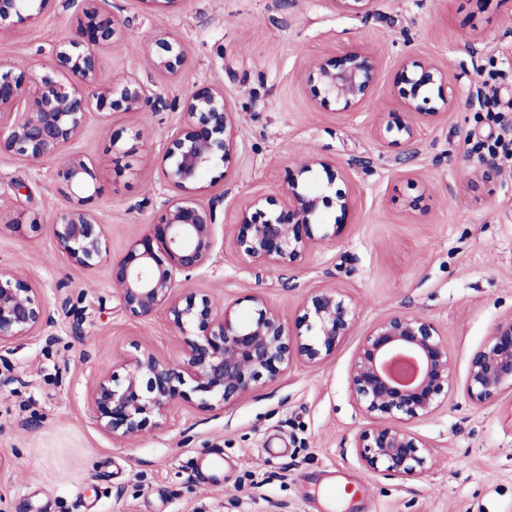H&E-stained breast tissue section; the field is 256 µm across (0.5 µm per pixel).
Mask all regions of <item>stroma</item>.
I'll list each match as a JSON object with an SVG mask.
<instances>
[{"label": "stroma", "mask_w": 512, "mask_h": 512, "mask_svg": "<svg viewBox=\"0 0 512 512\" xmlns=\"http://www.w3.org/2000/svg\"><path fill=\"white\" fill-rule=\"evenodd\" d=\"M99 7L124 30L99 52L104 82L137 79L167 100L218 85L235 112L237 148L206 171L198 192L216 205V249L181 293L234 304L242 319L260 295L291 325L309 291L337 288L357 321L321 366L295 365L213 412L176 406L165 427L112 440L91 420L92 378L120 372L137 345L179 359L180 341L164 313L139 319L120 309L108 262L83 268L57 249L49 225L71 205L58 161L0 157V211L26 226L0 234V268L38 285L54 319L0 360V512H512V392L483 408L463 392L470 354L512 310V163L474 151L500 128L469 100L474 78L512 99V0H372L360 13L328 0ZM82 19L76 0H48L34 20L0 35V58L41 75L55 66L52 45ZM158 30L185 47L176 77L157 75L145 58L143 42ZM350 49L376 53L381 72L371 97L341 113L299 74ZM405 61L439 64L456 94L449 111L415 117L411 145L386 131L402 112ZM179 121V112L148 108L95 114L70 146L97 170L86 206L104 224L111 256L158 220L163 156ZM317 153L347 170L341 187L354 193L355 214L322 216L345 219L344 236L302 266L242 263L232 244L241 208L278 195L289 167ZM482 159L495 173L471 181ZM393 313L433 319L453 360L447 403L411 423L434 451L432 468L415 479L366 467L354 441L368 420L350 396L348 368L364 336Z\"/></svg>", "instance_id": "1"}]
</instances>
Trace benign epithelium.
Listing matches in <instances>:
<instances>
[{
  "label": "benign epithelium",
  "instance_id": "benign-epithelium-1",
  "mask_svg": "<svg viewBox=\"0 0 512 512\" xmlns=\"http://www.w3.org/2000/svg\"><path fill=\"white\" fill-rule=\"evenodd\" d=\"M35 0H0V30L24 19ZM83 8L88 25L53 44L56 66L34 78L0 59V156L32 163L54 158L83 132L96 111H181L182 123L170 139L162 170L170 190L160 221L128 251L112 259V282L119 286L120 308L137 318L165 313L183 343V355L170 361L149 348L135 346L123 356L125 374L95 379L89 406L95 425L114 440L139 436L148 426L160 428L169 412L188 403L200 411L231 404L254 391L262 379L273 381L294 364L316 366L329 359L356 322L352 299L335 288H317L303 299L295 328L285 326L267 301L254 296L255 316L242 322L233 307L221 308L210 297L178 293L180 275L205 267L216 239V209L197 199L203 172L227 161L236 149L233 109L218 86H204L170 103L149 95L138 80L102 83L99 49L122 33L118 21L91 5ZM144 52L159 75H177L187 61L182 43L166 31L145 42ZM380 75L378 57L350 50L332 63L304 69L300 81L316 86L339 110L366 100ZM402 108L408 116L434 118L455 103L453 88L434 101L431 89L448 82V73L433 62L405 63L399 73ZM396 131L393 143L409 144L417 129L409 120L386 126ZM325 174L326 183L312 188L306 175ZM59 183L74 205L51 224L58 249L81 267L92 268L108 254L103 225L85 207L83 194L95 185L96 168L68 156L57 171ZM345 180L334 159L315 154L288 170L276 198H256L241 209L233 229L239 258L250 265H299L324 243L339 238L343 224L321 222L323 208L335 206L347 216L356 209L351 192L334 196L326 189ZM53 324L41 288L19 270L0 269V358L14 346L41 336ZM408 359L415 366L408 378L392 365ZM351 395L370 420L356 435L364 464L402 478L420 476L433 460L431 445L410 429L413 419L432 415L448 401L453 385L452 356L436 322L420 314H391L377 322L358 346L349 367ZM512 391V311L492 327L486 341L469 357L466 396L491 405Z\"/></svg>",
  "mask_w": 512,
  "mask_h": 512
}]
</instances>
